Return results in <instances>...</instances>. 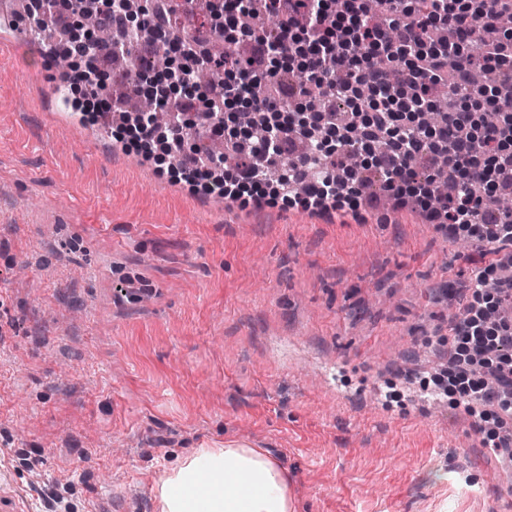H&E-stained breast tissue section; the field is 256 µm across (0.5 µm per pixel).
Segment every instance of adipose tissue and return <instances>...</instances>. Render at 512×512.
Here are the masks:
<instances>
[{"label": "adipose tissue", "instance_id": "obj_1", "mask_svg": "<svg viewBox=\"0 0 512 512\" xmlns=\"http://www.w3.org/2000/svg\"><path fill=\"white\" fill-rule=\"evenodd\" d=\"M154 498L158 512H295L283 468L268 453L237 441L178 459Z\"/></svg>", "mask_w": 512, "mask_h": 512}]
</instances>
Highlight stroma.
Segmentation results:
<instances>
[{"mask_svg": "<svg viewBox=\"0 0 512 512\" xmlns=\"http://www.w3.org/2000/svg\"><path fill=\"white\" fill-rule=\"evenodd\" d=\"M0 48V486L27 512H157L166 466L244 441L296 512H512V455L412 396L489 263L379 184L359 212L218 200L60 114Z\"/></svg>", "mask_w": 512, "mask_h": 512, "instance_id": "obj_1", "label": "stroma"}]
</instances>
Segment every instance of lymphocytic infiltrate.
I'll list each match as a JSON object with an SVG mask.
<instances>
[{
	"label": "lymphocytic infiltrate",
	"instance_id": "1",
	"mask_svg": "<svg viewBox=\"0 0 512 512\" xmlns=\"http://www.w3.org/2000/svg\"><path fill=\"white\" fill-rule=\"evenodd\" d=\"M247 0H225V25L221 36L242 40L251 36L258 13L273 15L278 20L274 39H259L258 56L225 58L224 78L220 92L208 93L202 110L189 113L190 95L158 96L157 101L170 108V119L158 126L145 113L134 115L132 125L123 127L121 141L127 149L146 151L157 135H164L170 153L188 155V140L198 130L222 138L231 162L225 169L216 164L189 157L182 172L187 180L209 193L240 198L250 193L254 201H262L265 193L288 194L287 184H305L304 193L292 197L303 208L337 204L341 198L354 195L347 184L357 166L342 149L326 151L331 172L322 179L309 174L306 154L296 153L299 144L322 141L324 128L296 123L283 128L272 123L271 113L286 111L279 99H249L247 89L253 84H278L281 76L278 57L287 50H302L303 56L294 68L301 79L291 88L299 112H321L325 126H336L330 115L333 101L346 100L358 88L370 87L375 97L370 104L374 114L371 124L358 123L359 110L349 107L345 126L360 127L363 137L374 145L375 168L385 178V189L403 201H415L430 219L446 222L450 229L477 236L487 243L512 245V224L486 214L475 224L470 214L475 209L472 199L457 194L448 196L426 190L415 196L408 190L420 177L416 157L427 151L433 170H447L455 186L477 185L483 191H497L512 185V150H498L512 123V35L502 32L499 22L512 15V0H418L416 7L403 6L402 0H384L386 19L370 21L365 0H345L343 11H335L331 0H259V11L244 12ZM176 13L173 0L162 6L148 5L140 13L135 26H128V13L114 8L98 14L102 27L122 24V36L106 44L89 46L77 79L84 92L78 107L97 115L113 109L111 74L105 70L103 58L120 56L135 50L140 42L153 41L167 56L166 70L156 72L158 83L172 80L192 83L198 70L213 67L211 55L199 52L193 40L173 35L172 20ZM479 25L485 41L467 38L471 25ZM430 27L446 29L445 42L426 39ZM495 65L502 71L498 84L487 89V103L496 118L484 121L480 137H472L470 128L474 113L470 103L478 89L471 75L478 65ZM454 81L459 101L446 113L434 130L447 143L444 151H431L419 130L407 126L406 113L423 114L430 103L434 87ZM319 87L318 99L308 98L306 89ZM246 106L238 111V120L250 128H265L266 141L249 138L237 141L225 137L221 115L232 109L236 101ZM287 168L280 182L262 179L260 168H274L279 163ZM498 264H490L476 278L472 300L463 318L453 326L451 356L448 363L433 375L421 378L420 389L428 394L447 397L465 413L474 415L485 427L484 447L508 450L512 434H501L502 416L512 414V324L500 316L504 302L512 301V276L498 273Z\"/></svg>",
	"mask_w": 512,
	"mask_h": 512
}]
</instances>
